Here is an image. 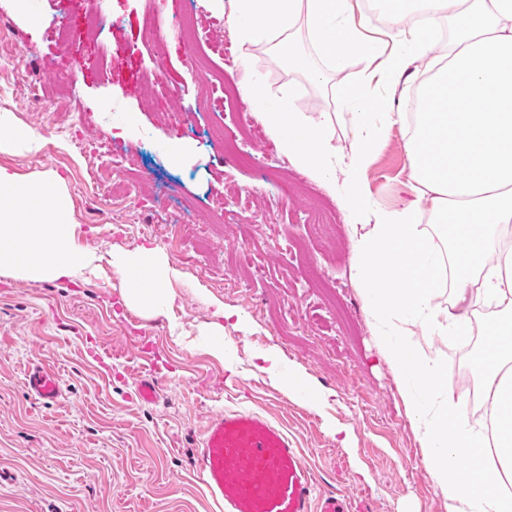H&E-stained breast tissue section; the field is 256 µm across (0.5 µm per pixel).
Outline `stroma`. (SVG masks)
<instances>
[{
	"label": "stroma",
	"mask_w": 512,
	"mask_h": 512,
	"mask_svg": "<svg viewBox=\"0 0 512 512\" xmlns=\"http://www.w3.org/2000/svg\"><path fill=\"white\" fill-rule=\"evenodd\" d=\"M184 2L0 0V45L13 56L0 63V113L12 120L0 167L24 180L62 176L76 242L95 257L71 279L0 275V512H221L192 455L208 417L237 408L282 425L318 490L359 512H449L353 280L350 220L325 184L307 177L285 195L267 178L292 162L240 93L259 75L270 99L334 117L345 147L346 80L330 73L318 87L277 63L270 43L225 42L221 0L199 14L209 40H186L170 24ZM97 9L112 13V42L124 47L105 63L83 33ZM151 13L166 25L160 48L143 38ZM60 21L72 31L64 50L49 36ZM159 67L183 116L151 93ZM65 78L79 111L60 94ZM35 94L48 111L30 107ZM102 100L111 113L98 111ZM242 129L250 157L237 164L226 136ZM409 131L396 123L372 149L365 180L378 205L415 198ZM28 133L34 144L21 143ZM142 245L169 270L171 301L159 310L125 304L111 265ZM219 303L232 317L217 356L200 330ZM93 340L112 350L111 371L89 357ZM142 344L157 364L156 406L131 397ZM38 363L61 376L60 402L29 394L25 373Z\"/></svg>",
	"instance_id": "stroma-1"
}]
</instances>
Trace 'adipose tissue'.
Segmentation results:
<instances>
[{
  "label": "adipose tissue",
  "instance_id": "adipose-tissue-1",
  "mask_svg": "<svg viewBox=\"0 0 512 512\" xmlns=\"http://www.w3.org/2000/svg\"><path fill=\"white\" fill-rule=\"evenodd\" d=\"M386 24L367 35L354 20V0H229L241 45L273 42L290 65L323 84L325 71H347L354 51L365 66L345 99L353 128L350 150L336 145L334 121L284 104L268 111L263 83L242 86L251 105L266 109L267 124L302 171L338 182L342 205L354 223L353 277L366 313L397 381L420 441L424 463L455 512H512V250L501 240L512 227V0H379ZM448 29L447 52L432 56L426 26ZM312 40L316 62L299 48L298 33ZM427 59V75L400 112L386 96L408 62ZM411 120L408 159L415 202L376 206L364 180L371 146L396 122ZM430 196L437 220L450 224V242L419 222L420 198ZM65 181L49 174L21 180L0 167V272L29 278H70L93 264L68 226ZM155 249L113 254L128 274ZM453 265L457 304H489L496 312L481 355L472 363L482 379L488 423L472 420L466 394L450 392L442 362L417 350L410 326L426 336H467V314L437 303L444 259ZM168 270L153 265L156 288H127V304L154 309L170 297ZM503 481L489 483L490 458Z\"/></svg>",
  "mask_w": 512,
  "mask_h": 512
}]
</instances>
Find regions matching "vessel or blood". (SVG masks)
<instances>
[{
  "instance_id": "obj_1",
  "label": "vessel or blood",
  "mask_w": 512,
  "mask_h": 512,
  "mask_svg": "<svg viewBox=\"0 0 512 512\" xmlns=\"http://www.w3.org/2000/svg\"><path fill=\"white\" fill-rule=\"evenodd\" d=\"M26 380L29 392L40 402L61 399V381L51 367H30ZM134 395L146 404L160 400L154 368L139 374ZM193 467L222 512H352V503L344 496L317 491L287 433L254 411L211 415L194 452Z\"/></svg>"
}]
</instances>
